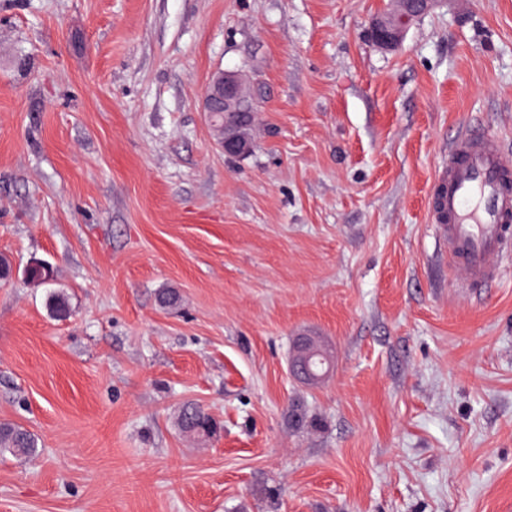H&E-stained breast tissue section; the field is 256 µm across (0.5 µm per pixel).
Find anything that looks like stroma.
Masks as SVG:
<instances>
[{
	"instance_id": "stroma-1",
	"label": "stroma",
	"mask_w": 512,
	"mask_h": 512,
	"mask_svg": "<svg viewBox=\"0 0 512 512\" xmlns=\"http://www.w3.org/2000/svg\"><path fill=\"white\" fill-rule=\"evenodd\" d=\"M388 6L0 0V423L39 447L0 512H512V251L466 287L431 214L458 133L512 159V0L383 49ZM221 71L246 156L201 110ZM245 98L244 85L235 74H219L212 79L204 92L203 111L207 114L218 145L226 154L231 155L237 152L238 148L231 146L224 136L221 139L218 137L214 118L217 115L223 116L224 112H246L245 115L235 113L225 116V136L233 139L240 148L254 147L249 132L252 123L251 112ZM319 364V367H316ZM331 358L323 348L311 341H303L289 357L288 372L297 380L317 381L330 370Z\"/></svg>"
}]
</instances>
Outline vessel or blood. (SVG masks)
<instances>
[{"label": "vessel or blood", "mask_w": 512, "mask_h": 512, "mask_svg": "<svg viewBox=\"0 0 512 512\" xmlns=\"http://www.w3.org/2000/svg\"><path fill=\"white\" fill-rule=\"evenodd\" d=\"M434 221L448 258L470 283L484 284L512 241V160L491 138L464 136L437 178Z\"/></svg>", "instance_id": "b4317fda"}]
</instances>
